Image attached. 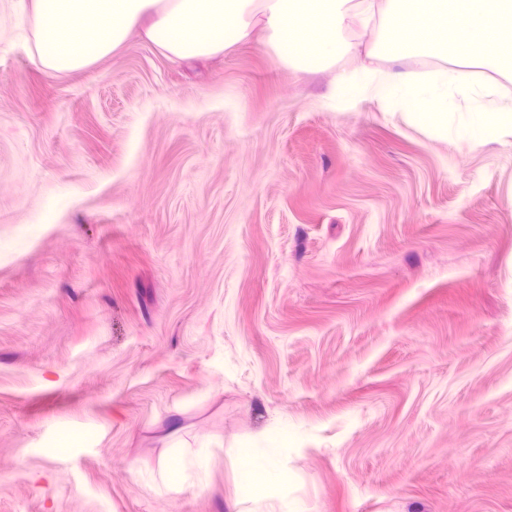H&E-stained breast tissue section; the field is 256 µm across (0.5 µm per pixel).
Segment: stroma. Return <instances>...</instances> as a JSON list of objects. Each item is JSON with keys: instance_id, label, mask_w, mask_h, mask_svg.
Segmentation results:
<instances>
[{"instance_id": "stroma-1", "label": "stroma", "mask_w": 512, "mask_h": 512, "mask_svg": "<svg viewBox=\"0 0 512 512\" xmlns=\"http://www.w3.org/2000/svg\"><path fill=\"white\" fill-rule=\"evenodd\" d=\"M346 35L51 74L0 0V512H225L276 419L304 512H512V137L337 110Z\"/></svg>"}]
</instances>
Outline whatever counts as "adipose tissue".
<instances>
[{
  "mask_svg": "<svg viewBox=\"0 0 512 512\" xmlns=\"http://www.w3.org/2000/svg\"><path fill=\"white\" fill-rule=\"evenodd\" d=\"M38 63L52 73L83 69L119 48L129 32L175 59L212 57L262 25L276 60L298 72L318 71L350 54L351 25H377L367 59L333 85L347 106L369 96L435 140L512 137V101L476 82L448 79V61L512 71V0H33ZM382 65H374V58ZM421 59L433 70L395 69ZM303 439L275 423L233 451L247 497L227 512H301L300 478L290 460Z\"/></svg>",
  "mask_w": 512,
  "mask_h": 512,
  "instance_id": "adipose-tissue-1",
  "label": "adipose tissue"
}]
</instances>
